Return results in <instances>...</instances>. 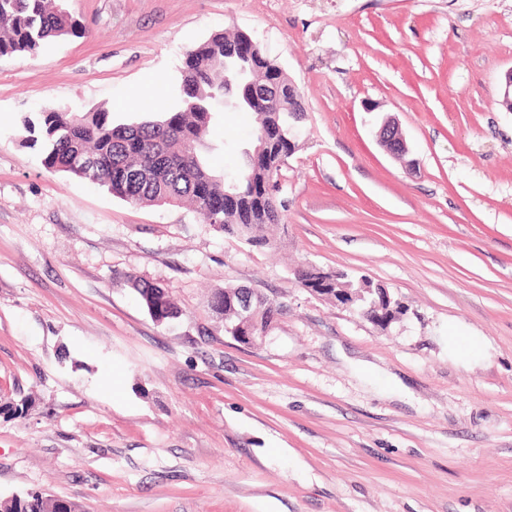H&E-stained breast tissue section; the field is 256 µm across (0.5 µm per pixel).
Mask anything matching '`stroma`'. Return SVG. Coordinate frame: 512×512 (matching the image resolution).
Listing matches in <instances>:
<instances>
[{"label":"stroma","mask_w":512,"mask_h":512,"mask_svg":"<svg viewBox=\"0 0 512 512\" xmlns=\"http://www.w3.org/2000/svg\"><path fill=\"white\" fill-rule=\"evenodd\" d=\"M87 36L0 59V498L80 512H512V0H68ZM248 34L307 119L278 176L273 248L186 207L47 171L21 120L164 108L186 50ZM398 123L406 159L378 142ZM254 120L228 112L216 169ZM386 286L388 329L298 286ZM164 288L155 322L114 274ZM284 302L266 343L226 336L224 286ZM480 341L459 357L449 335ZM296 280L301 288H305L317 295H319L318 290H320L317 288H331L333 291L331 296L334 298H336V288H349L348 300L350 301V305L355 306L363 318L382 329L389 327L390 324L398 318V316L393 314H383L382 310L377 311L370 307L369 302L372 298L376 297V294H369L365 292L362 288L369 284L364 283L362 280L355 282L352 279H344L342 276L337 274L336 271L324 270L316 267L298 271L296 274ZM360 292H363V298L360 297ZM377 313L381 316V320L376 324ZM77 509L74 502L44 496L41 491L0 499V512H76Z\"/></svg>","instance_id":"35a3bbf8"}]
</instances>
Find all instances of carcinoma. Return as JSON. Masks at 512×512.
I'll return each instance as SVG.
<instances>
[{"mask_svg":"<svg viewBox=\"0 0 512 512\" xmlns=\"http://www.w3.org/2000/svg\"><path fill=\"white\" fill-rule=\"evenodd\" d=\"M87 34L64 0H0V58L33 57L49 42ZM230 43L239 46L237 68L245 69L256 85H275L287 79L274 61L255 58L247 34L216 33L184 53L175 100L167 110L118 124L103 107L87 112L43 110L36 122L27 116L22 120L26 133L22 143L31 147L42 143L41 163L50 172L89 180L132 204L186 202L224 234L254 246H269L267 232L280 221L281 203L273 199L268 185L298 148L294 112L302 106L290 100H267L262 105L230 108L232 112L252 113L255 133L266 131L274 143L270 151L247 158L250 180L215 172L207 156L213 149L208 136L217 115L224 111V45ZM226 192L240 194L243 204L235 210L212 211L214 205H224ZM296 280L315 294L320 288L349 289L350 305L382 329L397 319L370 307L376 294L362 292V281L316 267L298 271ZM124 284L137 294L155 321L164 323L180 317L176 303L158 285L132 276L125 277ZM236 292L235 287L217 290L208 308L224 322L225 333L242 336L244 331L237 329L239 319L233 307ZM283 310L278 300L261 303L255 308L253 324L265 327ZM77 509L70 500L48 497L40 491L0 499V512Z\"/></svg>","mask_w":512,"mask_h":512,"instance_id":"obj_1","label":"carcinoma"}]
</instances>
